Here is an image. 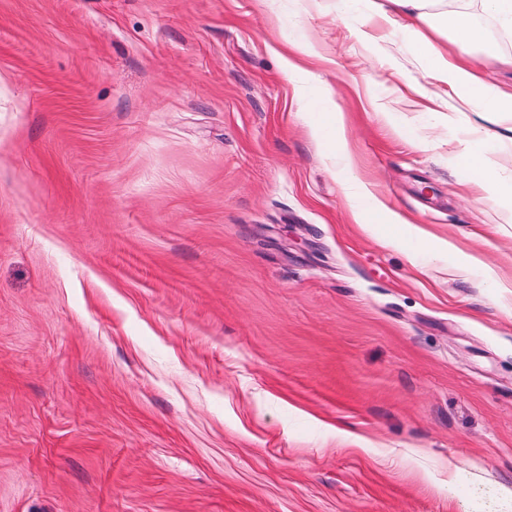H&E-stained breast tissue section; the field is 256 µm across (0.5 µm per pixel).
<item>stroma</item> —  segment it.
Here are the masks:
<instances>
[{
    "mask_svg": "<svg viewBox=\"0 0 512 512\" xmlns=\"http://www.w3.org/2000/svg\"><path fill=\"white\" fill-rule=\"evenodd\" d=\"M361 10L0 0V512H512V120ZM327 121L313 127L315 133L319 136L322 126H329L333 135L329 145L331 159L336 164V168L341 172H348L352 168V157L348 150L346 141L345 121L342 112H326ZM464 154L469 160L470 172L482 190L490 195L501 192L503 187L498 173L485 162L482 139L469 142L465 147ZM347 184L344 191L345 201L353 219L362 229L369 228V224H366V212L370 208L384 211L386 224H409L399 214L386 209L364 183L356 180Z\"/></svg>",
    "mask_w": 512,
    "mask_h": 512,
    "instance_id": "1",
    "label": "stroma"
}]
</instances>
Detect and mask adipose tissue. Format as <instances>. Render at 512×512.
Returning <instances> with one entry per match:
<instances>
[{
  "instance_id": "ef3b65f1",
  "label": "adipose tissue",
  "mask_w": 512,
  "mask_h": 512,
  "mask_svg": "<svg viewBox=\"0 0 512 512\" xmlns=\"http://www.w3.org/2000/svg\"><path fill=\"white\" fill-rule=\"evenodd\" d=\"M430 0H363L367 13L388 15L405 14L422 25L438 23L449 30L450 39L459 51H466L477 41L478 27L466 9L453 13L430 14L427 6ZM415 53L423 56L431 77L450 84L457 90L476 96L492 112H512V94L503 95L496 88L482 84L476 76L462 65L452 62L447 51L442 50L424 35H417L413 44Z\"/></svg>"
}]
</instances>
